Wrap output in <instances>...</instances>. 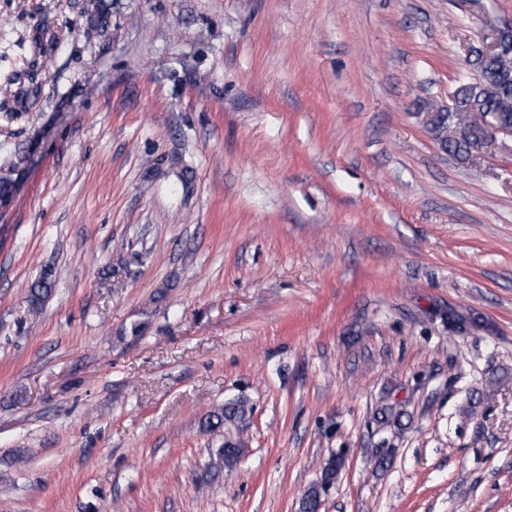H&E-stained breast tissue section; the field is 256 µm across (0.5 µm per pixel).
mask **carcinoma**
<instances>
[{"mask_svg":"<svg viewBox=\"0 0 512 512\" xmlns=\"http://www.w3.org/2000/svg\"><path fill=\"white\" fill-rule=\"evenodd\" d=\"M459 90L465 102H472L478 111L498 122L501 125L512 126V55H509L490 66L476 71L475 77L469 79L462 77L459 80ZM448 125L459 129V136L449 144L450 150L457 156L468 158L473 142L465 133L468 123L467 113H447ZM19 164L15 163L7 169H0V199L7 200L12 197ZM54 289L51 273H43L29 286V300L37 305L43 302ZM245 414V402L241 399H232L224 403V407L212 411L207 416V427L217 430L224 426V422L241 418ZM240 448L226 442L224 447L217 450L216 461L213 467L231 469L239 459ZM342 469V461L334 456L329 457L321 471L320 481L311 486L299 504V512H319L323 487L336 481Z\"/></svg>","mask_w":512,"mask_h":512,"instance_id":"carcinoma-1","label":"carcinoma"}]
</instances>
